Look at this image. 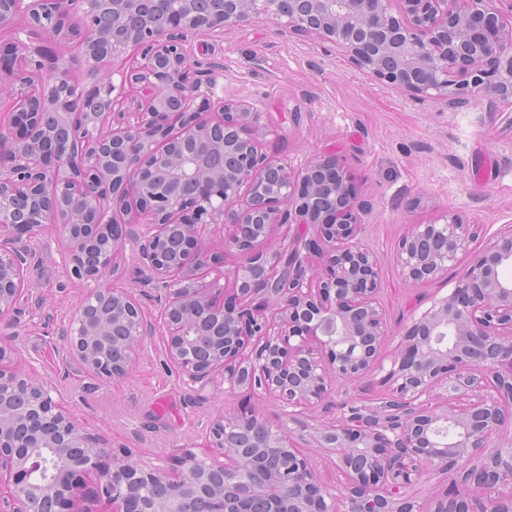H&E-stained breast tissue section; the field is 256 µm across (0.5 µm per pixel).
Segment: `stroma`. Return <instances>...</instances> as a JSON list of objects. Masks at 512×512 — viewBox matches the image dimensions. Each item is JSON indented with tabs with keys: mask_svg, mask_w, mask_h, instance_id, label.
Returning a JSON list of instances; mask_svg holds the SVG:
<instances>
[{
	"mask_svg": "<svg viewBox=\"0 0 512 512\" xmlns=\"http://www.w3.org/2000/svg\"><path fill=\"white\" fill-rule=\"evenodd\" d=\"M187 50L205 69L214 97L260 113L268 128L262 152L294 172L321 154L336 155L344 167L366 210L361 242L379 261L389 330L383 355L463 274L457 264L426 285L407 284L395 254L412 225L459 212L477 226L476 252L512 228L511 108L486 99L458 108L415 100L364 75L331 44L277 35L262 17L197 36ZM22 245L35 264L13 312L0 321V336L14 339L24 372L56 386L84 433L142 465L164 467L185 448L208 455L206 434L222 414L252 410L274 425L283 420L278 404L245 389L225 391L223 379L198 390L166 365L159 335L122 378L102 380L70 363L60 332L84 290L69 277L61 232L53 228ZM377 390L373 378L337 384L304 417L332 421Z\"/></svg>",
	"mask_w": 512,
	"mask_h": 512,
	"instance_id": "stroma-1",
	"label": "stroma"
}]
</instances>
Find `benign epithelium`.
Returning <instances> with one entry per match:
<instances>
[{
  "label": "benign epithelium",
  "instance_id": "1",
  "mask_svg": "<svg viewBox=\"0 0 512 512\" xmlns=\"http://www.w3.org/2000/svg\"><path fill=\"white\" fill-rule=\"evenodd\" d=\"M448 2L213 0L200 13L193 0H174L159 16L143 14L145 0H0V31L14 36L0 51L11 100L0 119V321L28 284L20 241L56 227L71 278L88 288L62 333L74 363L124 377L158 330L166 360L191 383L204 389L220 372L224 391L252 390L288 417L271 425L253 411L224 415L210 429L216 453L185 449L174 473L146 468L89 439L51 382L14 367L15 346L0 339V512H87L82 473L91 469L100 472L95 496L112 512H181L185 494L204 499L206 512H246L226 497L247 465L258 470L248 493L270 512H355L364 500L376 512H512V229L472 256L384 365L378 261L361 243L363 209L336 156L291 174L258 150L260 114L213 99L187 51L199 35L264 17L280 35L339 48L363 74L416 100L488 97L511 107L512 28L500 24L497 0H463L451 12ZM46 40L72 54L47 52ZM131 48V64L110 67ZM213 153L224 165L202 163ZM188 183L192 194L175 191ZM289 224L302 231L256 251ZM132 225L140 277L164 289L153 322L132 289L102 284L120 277ZM224 226L218 251L205 229ZM174 228L185 239L176 263ZM475 234L457 213L413 225L396 253L401 277L413 286L438 278ZM436 240L443 246L422 250ZM226 252L238 256L224 272L234 292L219 304L224 288L202 270ZM201 312L220 333L200 328ZM379 372L387 390L376 404L315 426L299 417L332 383ZM298 431L336 456L344 483L324 481L295 450ZM45 450L56 462L48 482L35 476ZM447 469L455 477L442 494L425 489ZM158 480L172 494L145 497L143 485Z\"/></svg>",
  "mask_w": 512,
  "mask_h": 512
}]
</instances>
